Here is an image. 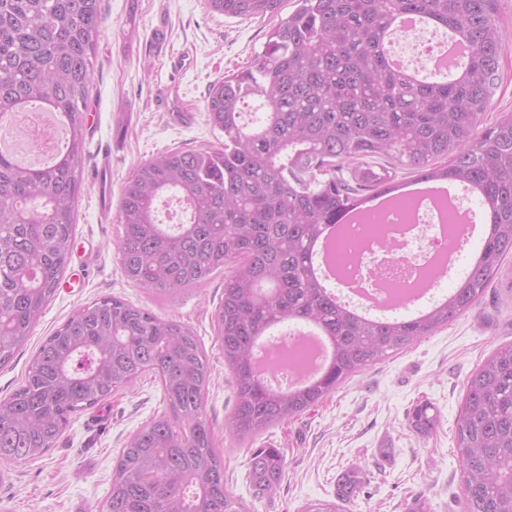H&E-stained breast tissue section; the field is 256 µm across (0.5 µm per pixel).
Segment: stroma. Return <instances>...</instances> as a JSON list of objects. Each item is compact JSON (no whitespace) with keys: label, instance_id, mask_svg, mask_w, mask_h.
I'll return each instance as SVG.
<instances>
[{"label":"stroma","instance_id":"1","mask_svg":"<svg viewBox=\"0 0 512 512\" xmlns=\"http://www.w3.org/2000/svg\"><path fill=\"white\" fill-rule=\"evenodd\" d=\"M105 22L92 58L87 100V158L65 276L28 342L0 366V399L18 388L42 341L80 307L103 296L186 324L209 360L203 406L224 463V485L250 512H301L336 497L337 478L358 470L362 486L345 512H408L412 493L429 512H461V471L454 456L457 420L468 376L499 346L512 342V258L485 296L413 347L391 355L343 384L299 418L244 441L225 427L234 378L224 364L214 314L224 274L201 288L159 299L128 281L116 245L121 188L156 154L216 148L224 141L205 112L211 84L250 64L277 17L239 20L212 12L206 0H102ZM112 161L97 167L99 150ZM440 423L424 434L408 421L421 400ZM159 380L130 389L75 415L43 457L0 462V512H96L109 494L112 468L128 437L163 411ZM277 448L286 468L277 489L255 498L247 481L253 452Z\"/></svg>","mask_w":512,"mask_h":512}]
</instances>
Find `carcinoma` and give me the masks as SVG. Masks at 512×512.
Instances as JSON below:
<instances>
[{"label":"carcinoma","instance_id":"cac0c4a2","mask_svg":"<svg viewBox=\"0 0 512 512\" xmlns=\"http://www.w3.org/2000/svg\"><path fill=\"white\" fill-rule=\"evenodd\" d=\"M284 0H207L211 11L252 20ZM500 0H297L252 63L210 86L207 120L219 148L176 150L140 164L125 182L117 255L125 277L156 295L224 278L215 313L224 364L235 378L226 428L237 440L297 418L377 362L453 322L478 303L512 256V113L480 130L507 50ZM431 18L473 49L464 74L416 84L390 67L382 45L396 15ZM101 0H0V114L37 102L62 115L64 151L46 165L0 152V364L31 335L56 292L74 231L85 161L88 86L102 30ZM392 158L420 182L479 187L492 235L447 299L407 319L370 322L336 304L313 273L312 242L373 196L395 191ZM185 220H159L162 197ZM320 328L331 365L313 384L273 389L253 373L258 340L278 324ZM165 410L133 433L112 469L100 512H246L224 486L202 391L211 369L184 323L108 296L81 307L40 345L24 382L0 400V460L31 461L54 447L73 415L147 373ZM417 406L409 423L438 426ZM462 512H512V343L468 378L457 422ZM285 456L259 448L248 478L256 494L281 483ZM359 472L338 479L336 500L302 512H342Z\"/></svg>","mask_w":512,"mask_h":512}]
</instances>
